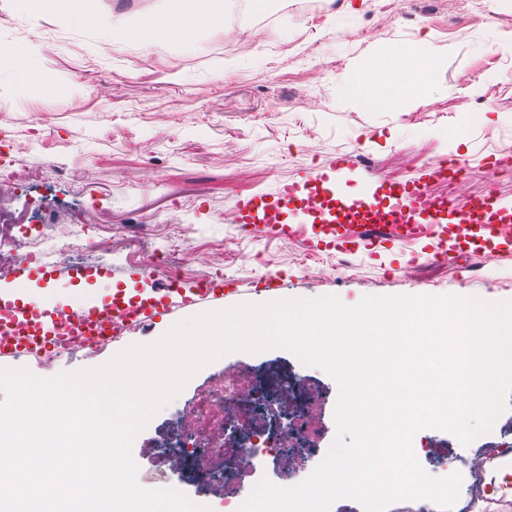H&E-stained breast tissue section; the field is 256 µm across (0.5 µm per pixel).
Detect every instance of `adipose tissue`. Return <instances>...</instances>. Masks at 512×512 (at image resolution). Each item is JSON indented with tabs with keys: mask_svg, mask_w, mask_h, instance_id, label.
Wrapping results in <instances>:
<instances>
[{
	"mask_svg": "<svg viewBox=\"0 0 512 512\" xmlns=\"http://www.w3.org/2000/svg\"><path fill=\"white\" fill-rule=\"evenodd\" d=\"M178 6L145 26L140 40L188 41L196 30L224 13V0H177Z\"/></svg>",
	"mask_w": 512,
	"mask_h": 512,
	"instance_id": "obj_1",
	"label": "adipose tissue"
}]
</instances>
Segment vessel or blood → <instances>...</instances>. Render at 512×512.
Returning <instances> with one entry per match:
<instances>
[{
  "label": "vessel or blood",
  "mask_w": 512,
  "mask_h": 512,
  "mask_svg": "<svg viewBox=\"0 0 512 512\" xmlns=\"http://www.w3.org/2000/svg\"><path fill=\"white\" fill-rule=\"evenodd\" d=\"M347 168V160L341 158L333 166L309 172L303 181L284 186L276 196L239 200L240 224H262L269 231L284 233L288 230L282 220L284 210L299 209L309 215L315 239L339 251L380 239L404 242L424 236L429 239L425 255L434 261L448 260L451 254L474 245L502 254L512 251V235L502 230L503 224L512 223V201L494 194L455 199L430 195L431 179L456 178L455 165L438 164L429 175L406 182H382L381 195L388 198L391 214L387 221L378 218L381 195L337 193ZM223 295V289L210 281L188 288L177 280L171 281L159 300L147 298L123 306L77 299L62 307L45 296L22 303L0 292V355L45 351L75 337L111 336L117 327L150 321L157 307L179 308Z\"/></svg>",
  "instance_id": "1"
}]
</instances>
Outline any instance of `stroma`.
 <instances>
[{
  "label": "stroma",
  "instance_id": "1",
  "mask_svg": "<svg viewBox=\"0 0 512 512\" xmlns=\"http://www.w3.org/2000/svg\"><path fill=\"white\" fill-rule=\"evenodd\" d=\"M174 6L88 0L64 20L51 6L0 0V210L13 218L0 228V285L11 284L17 254L38 245L42 261L54 262L58 246L73 242L69 263L106 265L110 275L73 282L35 268L28 295L49 288L64 305L84 291L102 302L116 294L135 301L176 277L189 286L223 284L224 296L131 326L91 351L0 356V367L45 378L96 367L183 319L244 302L335 295L353 305L399 294L512 300V256L485 263L468 250L433 262L412 242L345 254L294 233L297 213L286 218L291 233L270 235L238 224L236 209L241 198L276 194L343 156L352 195L453 158L474 171L459 192L480 193L477 175L490 173L498 196L512 200V170L498 164L501 149L512 147V53L496 49L512 41V0H331L322 11L289 9L269 33L230 44L220 26L186 44L124 36V28ZM410 58L428 60L433 71L405 93L390 78ZM374 71L377 97L368 102L359 85ZM241 370L262 381H298L300 400L317 409L315 452L302 461L279 453L257 476L279 485L285 474L297 483L311 474L336 438L338 386L274 348L220 357L149 421L132 446L142 486L175 488L224 512V487L189 482L182 467L159 465L155 450L204 391ZM491 447L512 448V404L470 444L429 427L412 438L420 465L438 478L448 458L466 454L453 470L461 488L476 492L470 512H512V498L478 492L496 463L472 460Z\"/></svg>",
  "mask_w": 512,
  "mask_h": 512
}]
</instances>
